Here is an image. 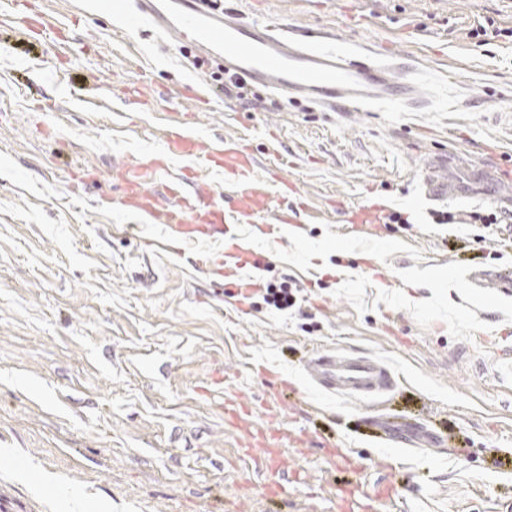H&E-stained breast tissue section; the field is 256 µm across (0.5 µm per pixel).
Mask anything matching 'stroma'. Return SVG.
Returning <instances> with one entry per match:
<instances>
[{
    "label": "stroma",
    "instance_id": "1",
    "mask_svg": "<svg viewBox=\"0 0 512 512\" xmlns=\"http://www.w3.org/2000/svg\"><path fill=\"white\" fill-rule=\"evenodd\" d=\"M217 5L396 56L418 104L242 100L102 0H0V512H512V290L468 278L512 269V228L472 219L512 215V0ZM489 19L503 34L478 43ZM195 82L210 103L179 99ZM180 113L202 141L243 138L258 176L281 168L253 221L289 213L300 235L253 237L246 303L120 206ZM430 171L454 196L425 197ZM373 204L402 223L350 224ZM283 282L278 311L261 291ZM318 348L381 360L393 387L324 391ZM264 301L279 311L288 310L296 303L291 286L281 284L279 287L268 285L263 295Z\"/></svg>",
    "mask_w": 512,
    "mask_h": 512
}]
</instances>
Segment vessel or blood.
<instances>
[{
	"mask_svg": "<svg viewBox=\"0 0 512 512\" xmlns=\"http://www.w3.org/2000/svg\"><path fill=\"white\" fill-rule=\"evenodd\" d=\"M129 27L150 21L171 32L198 52L219 55L225 78L255 83L288 96H301L322 106L357 107L385 101L410 102L414 83L409 71L379 59L350 53L330 38L308 39L270 21L245 20L234 10L216 11L212 0H117ZM162 158L128 165L123 206L164 225L169 240L181 243H223L224 273L239 276L238 288L249 293L252 283L242 276L248 251L229 242L232 224L267 208V195L255 178L256 157L238 139L206 143L171 121L164 136ZM187 157L223 168L238 190L227 205L211 203L208 182L196 183L193 195L183 192V179L167 182L168 197L180 199L177 209L162 207L144 188L162 170L163 157ZM313 379L325 390L347 396L377 395L393 379L384 366L368 357L340 356L323 350L309 365Z\"/></svg>",
	"mask_w": 512,
	"mask_h": 512,
	"instance_id": "b4317fda",
	"label": "vessel or blood"
}]
</instances>
